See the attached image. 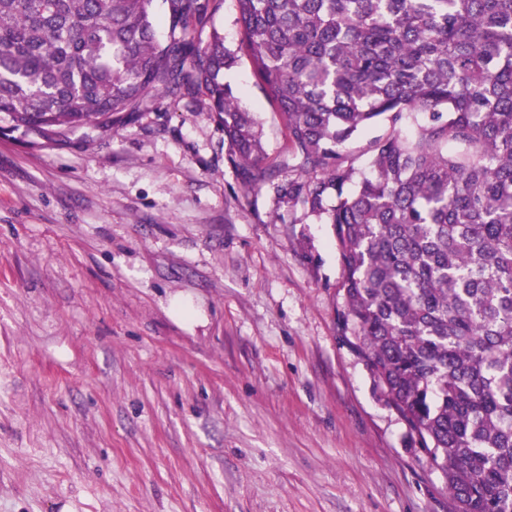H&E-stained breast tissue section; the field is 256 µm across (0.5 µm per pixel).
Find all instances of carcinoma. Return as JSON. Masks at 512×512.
<instances>
[{
    "label": "carcinoma",
    "mask_w": 512,
    "mask_h": 512,
    "mask_svg": "<svg viewBox=\"0 0 512 512\" xmlns=\"http://www.w3.org/2000/svg\"><path fill=\"white\" fill-rule=\"evenodd\" d=\"M165 2L162 43L152 0H0V120L54 141L126 122L151 91L201 93L261 184L257 120L224 83L235 55L192 28L213 0ZM236 6L288 132L281 192L335 230L342 328L457 512H512V0ZM381 120L355 185L346 149Z\"/></svg>",
    "instance_id": "obj_1"
}]
</instances>
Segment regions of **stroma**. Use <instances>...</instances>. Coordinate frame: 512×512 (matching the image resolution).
<instances>
[{
  "mask_svg": "<svg viewBox=\"0 0 512 512\" xmlns=\"http://www.w3.org/2000/svg\"><path fill=\"white\" fill-rule=\"evenodd\" d=\"M237 17L196 30L238 56L260 186L201 96L50 143L0 123V512H454L341 329L332 225L279 192Z\"/></svg>",
  "mask_w": 512,
  "mask_h": 512,
  "instance_id": "35a3bbf8",
  "label": "stroma"
}]
</instances>
